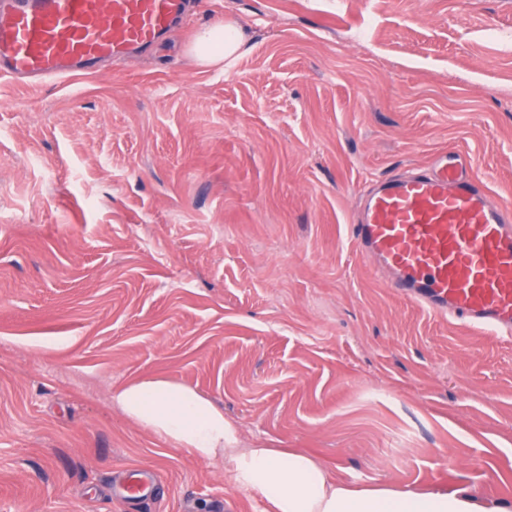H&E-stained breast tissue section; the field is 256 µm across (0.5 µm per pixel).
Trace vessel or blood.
<instances>
[{"mask_svg": "<svg viewBox=\"0 0 512 512\" xmlns=\"http://www.w3.org/2000/svg\"><path fill=\"white\" fill-rule=\"evenodd\" d=\"M186 0H10L0 76L76 79L151 46ZM351 237L398 293L449 321L512 338V206L462 157L372 180Z\"/></svg>", "mask_w": 512, "mask_h": 512, "instance_id": "vessel-or-blood-1", "label": "vessel or blood"}]
</instances>
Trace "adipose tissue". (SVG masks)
<instances>
[{
  "label": "adipose tissue",
  "mask_w": 512,
  "mask_h": 512,
  "mask_svg": "<svg viewBox=\"0 0 512 512\" xmlns=\"http://www.w3.org/2000/svg\"><path fill=\"white\" fill-rule=\"evenodd\" d=\"M240 35L230 24L198 33L200 62L222 63L237 53ZM112 402L128 418L203 460L224 456L235 483L258 495L271 512H512L464 490H400L354 487L333 479L325 465L301 451L254 443L244 445L237 426L207 397L163 379H146L115 389Z\"/></svg>",
  "instance_id": "obj_1"
}]
</instances>
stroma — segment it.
<instances>
[{
  "label": "stroma",
  "instance_id": "obj_1",
  "mask_svg": "<svg viewBox=\"0 0 512 512\" xmlns=\"http://www.w3.org/2000/svg\"><path fill=\"white\" fill-rule=\"evenodd\" d=\"M218 23L226 68L192 50ZM443 154L512 204V0H199L99 75L0 78V512H269L113 405L148 378L345 483L512 503V341L349 235L366 183ZM240 35L232 24H216L198 33L194 50L200 62L206 65L221 64L224 59L238 52Z\"/></svg>",
  "mask_w": 512,
  "mask_h": 512
}]
</instances>
